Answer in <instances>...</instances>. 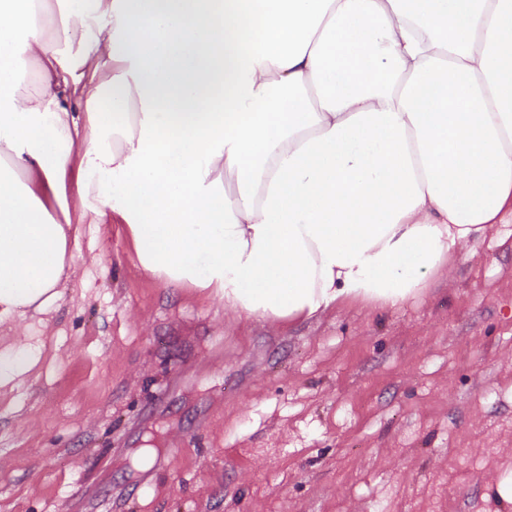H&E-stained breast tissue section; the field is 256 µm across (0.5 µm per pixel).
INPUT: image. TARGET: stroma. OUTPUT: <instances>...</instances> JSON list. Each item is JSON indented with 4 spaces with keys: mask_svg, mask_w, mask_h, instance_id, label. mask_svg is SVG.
<instances>
[{
    "mask_svg": "<svg viewBox=\"0 0 512 512\" xmlns=\"http://www.w3.org/2000/svg\"><path fill=\"white\" fill-rule=\"evenodd\" d=\"M0 390V512H512V218L395 309L272 325L143 274L80 224ZM38 352L26 339H18L0 353V388L19 384L37 361Z\"/></svg>",
    "mask_w": 512,
    "mask_h": 512,
    "instance_id": "1",
    "label": "stroma"
}]
</instances>
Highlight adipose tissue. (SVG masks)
I'll return each instance as SVG.
<instances>
[{
    "mask_svg": "<svg viewBox=\"0 0 512 512\" xmlns=\"http://www.w3.org/2000/svg\"><path fill=\"white\" fill-rule=\"evenodd\" d=\"M75 214L240 317L402 305L512 215V0H0V322Z\"/></svg>",
    "mask_w": 512,
    "mask_h": 512,
    "instance_id": "obj_1",
    "label": "adipose tissue"
}]
</instances>
